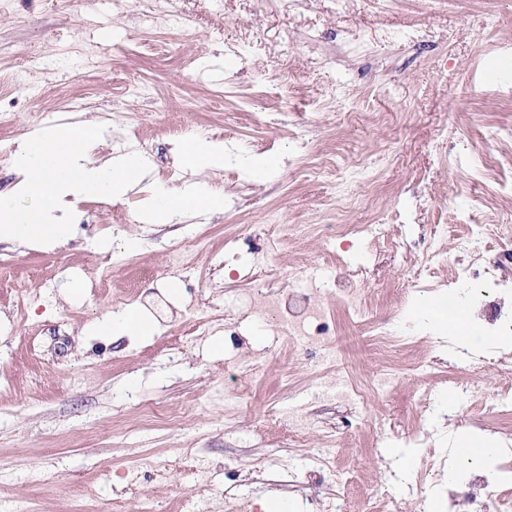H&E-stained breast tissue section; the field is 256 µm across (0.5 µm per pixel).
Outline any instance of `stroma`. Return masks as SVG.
Returning a JSON list of instances; mask_svg holds the SVG:
<instances>
[{
  "label": "stroma",
  "mask_w": 512,
  "mask_h": 512,
  "mask_svg": "<svg viewBox=\"0 0 512 512\" xmlns=\"http://www.w3.org/2000/svg\"><path fill=\"white\" fill-rule=\"evenodd\" d=\"M173 25L140 29L123 0H0V150L24 138L92 121L105 134L88 153L98 163L135 155L113 145L115 112L142 117L138 133L153 189L180 169L224 193V210H188L168 224L145 220L144 194L75 200L76 231L54 249L0 241V507L30 512H315L336 498L341 512H373L384 487L401 492L400 512H448V482L408 487L459 442L512 444V415L494 411L502 359L512 337L477 348V396L456 395L465 371L458 336L419 316L444 314L451 267L429 287L413 284L425 249L451 255L454 224L475 199L512 227V0H170ZM413 30V41L401 39ZM97 43L104 62L87 72L64 45ZM241 45L239 57L227 53ZM29 48L50 57L15 68ZM149 82L150 99L128 93ZM87 101L53 114L46 89ZM351 120H344V113ZM454 135L437 144L441 128ZM191 135L230 148L220 168L179 165ZM277 166L255 169L257 155ZM335 161L311 178L303 160ZM367 165L371 181L352 180ZM353 198L337 210L342 194ZM300 227L278 242L265 221ZM376 221L369 241L354 227ZM135 239L116 267L103 242ZM364 271L370 315L388 328L412 324L404 372L366 409L314 404L301 442L282 410L322 379L316 359L279 318L256 316L239 294L261 285L284 299L291 266L307 265L332 329L336 369L373 379L384 358L369 324L356 322L331 285L342 264ZM81 288L66 292L70 277ZM134 306L155 334L102 336L97 324ZM431 431L434 448L420 442ZM333 449L347 484L315 470L308 453Z\"/></svg>",
  "instance_id": "35a3bbf8"
}]
</instances>
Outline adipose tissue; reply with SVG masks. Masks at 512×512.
Masks as SVG:
<instances>
[{
  "label": "adipose tissue",
  "instance_id": "obj_1",
  "mask_svg": "<svg viewBox=\"0 0 512 512\" xmlns=\"http://www.w3.org/2000/svg\"><path fill=\"white\" fill-rule=\"evenodd\" d=\"M99 135L97 125L78 124L37 138L15 155V191L0 196V241L29 248L63 245L73 220V198L118 201L146 179L147 166L135 155L113 167L92 164L87 151ZM186 208L223 210L224 195L190 184L174 197L159 194L154 212L158 221L168 223Z\"/></svg>",
  "mask_w": 512,
  "mask_h": 512
}]
</instances>
